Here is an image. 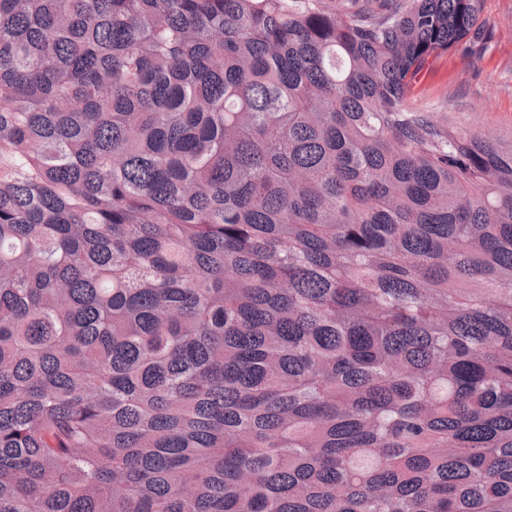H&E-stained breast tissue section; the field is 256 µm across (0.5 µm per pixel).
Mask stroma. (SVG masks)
Returning a JSON list of instances; mask_svg holds the SVG:
<instances>
[{
    "label": "stroma",
    "instance_id": "35a3bbf8",
    "mask_svg": "<svg viewBox=\"0 0 512 512\" xmlns=\"http://www.w3.org/2000/svg\"><path fill=\"white\" fill-rule=\"evenodd\" d=\"M484 14L496 24L484 58L446 56L422 75L414 105L450 125L482 132L512 146V0H484Z\"/></svg>",
    "mask_w": 512,
    "mask_h": 512
}]
</instances>
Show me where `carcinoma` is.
<instances>
[{"label": "carcinoma", "mask_w": 512, "mask_h": 512, "mask_svg": "<svg viewBox=\"0 0 512 512\" xmlns=\"http://www.w3.org/2000/svg\"><path fill=\"white\" fill-rule=\"evenodd\" d=\"M481 0H0V512H512V148L412 106Z\"/></svg>", "instance_id": "1"}]
</instances>
